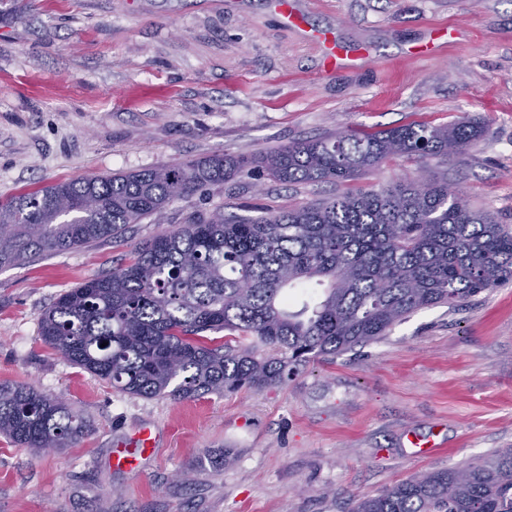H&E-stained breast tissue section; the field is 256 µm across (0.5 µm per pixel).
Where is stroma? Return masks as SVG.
Listing matches in <instances>:
<instances>
[{
  "mask_svg": "<svg viewBox=\"0 0 512 512\" xmlns=\"http://www.w3.org/2000/svg\"><path fill=\"white\" fill-rule=\"evenodd\" d=\"M0 0V200L89 175L266 152L351 130L477 119L487 134L439 170L512 225V0ZM447 25L448 42L418 46ZM343 60L323 66V34ZM329 184L246 174L175 200L116 239L0 269V382L89 424L35 455L0 436V512H348L408 476L512 447V281L421 309L378 342L262 391L194 401L121 393L39 337L56 298L138 244L224 209L276 212ZM142 426L134 469L112 450ZM446 445L419 457L412 437ZM231 458L213 465L211 452Z\"/></svg>",
  "mask_w": 512,
  "mask_h": 512,
  "instance_id": "stroma-1",
  "label": "stroma"
}]
</instances>
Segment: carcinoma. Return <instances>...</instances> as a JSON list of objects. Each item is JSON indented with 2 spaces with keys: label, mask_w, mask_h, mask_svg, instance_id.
<instances>
[{
  "label": "carcinoma",
  "mask_w": 512,
  "mask_h": 512,
  "mask_svg": "<svg viewBox=\"0 0 512 512\" xmlns=\"http://www.w3.org/2000/svg\"><path fill=\"white\" fill-rule=\"evenodd\" d=\"M484 125L411 122L306 139L251 156L213 155L61 182L0 201V268L118 237L204 186L258 172L344 185L391 158L425 175L342 192L276 214L214 211L134 248L127 262L61 294L40 336L121 393L191 401L280 384L318 357L379 340L415 311L512 280V227L474 209L428 161L483 137ZM322 287L290 310L294 291ZM226 332L219 346L201 341ZM89 428L63 401L0 383V435L41 453ZM349 512H512V448L413 475Z\"/></svg>",
  "instance_id": "cac0c4a2"
}]
</instances>
